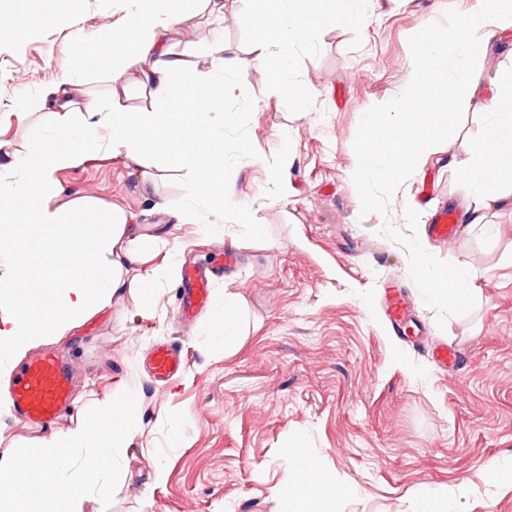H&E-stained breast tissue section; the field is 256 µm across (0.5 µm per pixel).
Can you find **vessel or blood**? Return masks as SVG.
I'll list each match as a JSON object with an SVG mask.
<instances>
[{"mask_svg": "<svg viewBox=\"0 0 512 512\" xmlns=\"http://www.w3.org/2000/svg\"><path fill=\"white\" fill-rule=\"evenodd\" d=\"M460 217L457 213L441 210L429 224L430 236L442 241L454 236ZM211 281L196 267L183 268L181 312L195 317L210 299ZM181 366L177 351L166 344L155 345L149 356L152 378L166 381L174 377ZM74 372L67 358L54 352H44L15 367L8 389V398L14 412L23 422L35 429L45 430L57 422L72 398Z\"/></svg>", "mask_w": 512, "mask_h": 512, "instance_id": "obj_1", "label": "vessel or blood"}]
</instances>
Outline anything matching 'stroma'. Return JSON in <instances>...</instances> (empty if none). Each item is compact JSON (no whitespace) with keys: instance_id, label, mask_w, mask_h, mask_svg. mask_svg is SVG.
<instances>
[{"instance_id":"1","label":"stroma","mask_w":512,"mask_h":512,"mask_svg":"<svg viewBox=\"0 0 512 512\" xmlns=\"http://www.w3.org/2000/svg\"><path fill=\"white\" fill-rule=\"evenodd\" d=\"M477 0H359L361 24L319 30L298 50L295 78L307 89L294 98L253 59L254 23L247 0H225L224 17L176 29V50L203 47L214 35L236 50L241 66L226 101L236 119L227 149L245 146L259 165L213 159L233 181L237 199L259 225L244 235L233 214L206 213L223 235L202 237L153 207L155 196L185 204L194 175L176 171L157 192L142 190L133 167L100 153L57 174L68 196L97 199L137 215L138 233L169 236L179 262L213 266L224 248L241 256L237 269L212 282L210 304L191 321L180 316L179 281H161L150 309L129 294L55 344L70 353L74 401L59 428L78 411L116 395L141 394V431L129 450L124 480L110 506L87 497L83 512H291L288 496L299 443L314 465L316 492L342 481L332 512H512V481L494 467L512 465V206L475 224L458 170L485 126L488 98L478 95L458 118L455 150L440 147L397 184L372 186L364 205L351 178L353 147L372 103L395 96L413 76L420 33L452 27ZM128 0H14L24 20L0 33V139L25 144L41 133L42 113L27 104L57 76L70 74L82 95L108 100L114 81L142 105L136 77L116 75L110 59L95 67L82 55L121 19ZM290 149L294 192L269 191L266 165ZM460 213L449 240L430 244L429 264L465 263L475 296L455 314L438 311L419 291L415 247L435 210ZM411 300L409 336L394 333L383 309L388 284ZM244 300L245 339L225 355L203 333L224 306L225 291ZM159 341L177 345L183 368L152 381L144 359ZM445 341L462 358L438 366L427 344ZM168 472L155 485L157 466Z\"/></svg>"}]
</instances>
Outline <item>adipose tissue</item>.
<instances>
[{"instance_id":"ef3b65f1","label":"adipose tissue","mask_w":512,"mask_h":512,"mask_svg":"<svg viewBox=\"0 0 512 512\" xmlns=\"http://www.w3.org/2000/svg\"><path fill=\"white\" fill-rule=\"evenodd\" d=\"M131 11L103 33L101 43L112 51L118 72L136 71L146 106L132 111L124 89L113 88L110 106H102L75 92V82L64 74L44 86L33 104L51 121L52 135L33 139L26 152L0 141V387L8 383L15 364L32 348L68 335L75 327L105 310L113 297L129 292L149 300L162 278L178 266L168 236L143 238L131 231L134 214L86 197L63 199L55 173L81 164L89 155L108 152L137 169L143 187L157 186L165 171H197L203 157L222 150L224 127L231 122L224 100L233 86L239 60L224 42L210 44V66L200 70L192 51H174L170 34L177 27L194 26L199 18L219 20L224 0H190L177 11L170 0H131ZM256 27L252 52L274 79L304 96L294 83L296 48L318 30L357 23L351 0H250ZM512 0H478L461 12L452 29L426 28L424 44H436L452 69L443 72L430 63L416 67L415 78L392 102L366 112L355 146L354 175L362 202H370L368 186L395 182L397 174L420 168L439 139L437 127L454 126L460 112L480 91L482 70L475 54L494 35H512ZM195 78L192 92L179 81ZM450 83L445 101L434 87ZM490 119L482 137L471 147V157L460 171L475 221L484 211L512 203V72L502 73L491 91ZM192 127V149H176L183 127ZM156 208L171 210L179 224L199 225L205 236L222 234L219 224L202 222L201 209L233 212L246 232L257 230L250 208L239 203L233 184L223 175H211L200 187L199 205L170 208L159 199ZM62 258L65 273L36 283L27 255ZM419 284L432 304L455 312L468 301L471 272L461 263L447 271L431 269L428 248L416 246ZM136 276H129L130 268ZM242 298L229 294L224 308L206 325L213 341L233 353L240 332L236 317Z\"/></svg>"}]
</instances>
